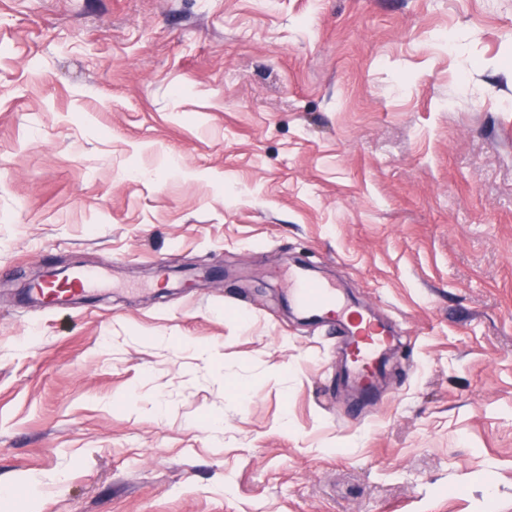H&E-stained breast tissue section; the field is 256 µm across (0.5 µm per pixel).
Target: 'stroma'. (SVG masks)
Wrapping results in <instances>:
<instances>
[{"instance_id":"obj_1","label":"stroma","mask_w":512,"mask_h":512,"mask_svg":"<svg viewBox=\"0 0 512 512\" xmlns=\"http://www.w3.org/2000/svg\"><path fill=\"white\" fill-rule=\"evenodd\" d=\"M0 512H512V0H0ZM288 297L309 317H318L323 309L333 308L337 316L355 322L350 336H338L348 351L345 375L361 398H370L380 373V357L393 342L389 329L352 312L338 285L313 280L299 267L288 274ZM105 279L101 270L83 268L69 275L65 282L47 281L34 288L37 304L45 309H58L69 305L75 295L98 288Z\"/></svg>"}]
</instances>
